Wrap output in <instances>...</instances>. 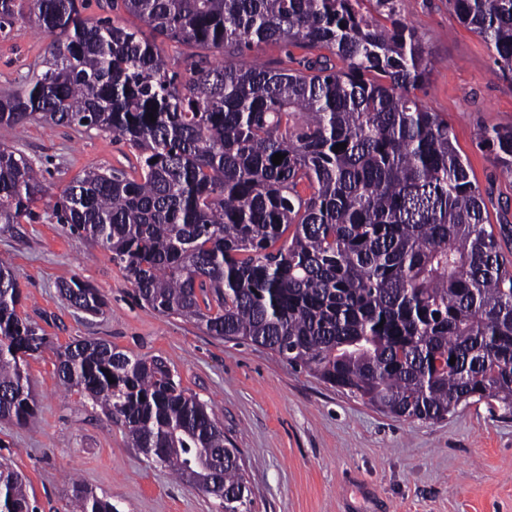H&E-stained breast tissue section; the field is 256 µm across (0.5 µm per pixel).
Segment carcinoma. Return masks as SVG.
<instances>
[{"instance_id":"cac0c4a2","label":"carcinoma","mask_w":512,"mask_h":512,"mask_svg":"<svg viewBox=\"0 0 512 512\" xmlns=\"http://www.w3.org/2000/svg\"><path fill=\"white\" fill-rule=\"evenodd\" d=\"M361 2L105 0L151 28L149 40L85 15L90 0H0V30L26 8L50 38L43 71L0 94V224L35 222L48 193L10 130L40 121L108 133L137 166L84 172L53 215L111 253L148 308L267 348L398 418L440 420L480 401L511 416L512 267L448 120L414 94L423 38L397 19L400 0H370L374 17ZM448 4L511 77L512 0ZM167 42L228 59L191 56L182 74ZM262 42L307 55L286 53L289 67L232 61ZM479 145L512 174V126L483 128ZM60 292L89 315L105 306L88 284ZM21 300L0 261V418L25 425L35 402L23 366L49 340L19 316ZM57 373L122 423L129 447L224 512H251L240 449L163 360L84 340L59 352ZM72 502L115 512L80 484ZM0 512H35L2 461Z\"/></svg>"}]
</instances>
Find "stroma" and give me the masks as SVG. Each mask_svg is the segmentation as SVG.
Wrapping results in <instances>:
<instances>
[{"instance_id": "1", "label": "stroma", "mask_w": 512, "mask_h": 512, "mask_svg": "<svg viewBox=\"0 0 512 512\" xmlns=\"http://www.w3.org/2000/svg\"><path fill=\"white\" fill-rule=\"evenodd\" d=\"M401 19L423 38L430 60L419 99L447 119L491 224L512 225V175L477 140L482 127L512 125V81L496 74L491 50L448 0H404ZM49 43L24 18L1 31L0 92L40 72ZM8 143L41 167L49 188L35 207L37 223L0 224V260L21 284L18 313L51 340L27 360L34 421L0 419V460L23 474L36 512H70L76 481L117 512H224L130 448L121 423L84 393L60 385L57 354L77 340L166 359L240 448L252 512H512V416L479 402L437 421L399 419L269 349L154 312L109 252L68 235L52 215L70 181L90 168H129L131 150L106 133L34 121L17 126ZM74 280L104 294L99 315L61 296L60 285Z\"/></svg>"}]
</instances>
